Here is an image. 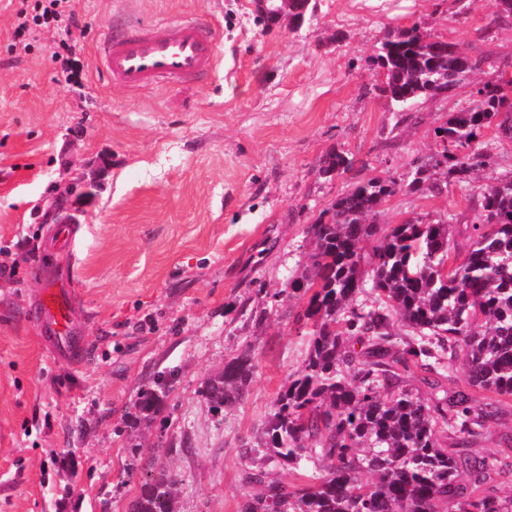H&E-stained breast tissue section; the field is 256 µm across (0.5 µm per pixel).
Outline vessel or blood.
I'll return each mask as SVG.
<instances>
[{
	"label": "vessel or blood",
	"mask_w": 512,
	"mask_h": 512,
	"mask_svg": "<svg viewBox=\"0 0 512 512\" xmlns=\"http://www.w3.org/2000/svg\"><path fill=\"white\" fill-rule=\"evenodd\" d=\"M101 52L109 82L130 91L159 83L201 84L219 62L217 31L206 19L170 21L162 33L130 19L104 38ZM36 316L58 355H82L85 340L70 319L68 288L46 282Z\"/></svg>",
	"instance_id": "vessel-or-blood-1"
}]
</instances>
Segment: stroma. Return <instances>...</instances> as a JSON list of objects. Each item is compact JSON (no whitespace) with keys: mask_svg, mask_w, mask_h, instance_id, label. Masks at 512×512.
<instances>
[{"mask_svg":"<svg viewBox=\"0 0 512 512\" xmlns=\"http://www.w3.org/2000/svg\"><path fill=\"white\" fill-rule=\"evenodd\" d=\"M301 27L267 22L255 0H71L70 31L15 39L19 0H0V512H130L148 471L177 480V512H240L254 469L295 470L251 451L271 403L308 354L287 293L312 249L308 227L338 195L380 175L403 183L475 89L512 70V18L487 0H315ZM151 23L203 16L220 62L202 85H110L96 46L112 15ZM419 26L481 65L467 84L408 112L380 96L373 57L389 32ZM77 46L79 83L51 55ZM347 170L320 176L326 154ZM73 247L52 248L48 206L70 186ZM457 185L396 192L376 218L473 223ZM68 279L90 348L62 359L31 308L36 265ZM253 348L246 398L213 410L202 382ZM160 411L136 417L158 376ZM75 456L77 470L51 455Z\"/></svg>","mask_w":512,"mask_h":512,"instance_id":"stroma-1","label":"stroma"}]
</instances>
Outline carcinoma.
Listing matches in <instances>:
<instances>
[{
	"label": "carcinoma",
	"mask_w": 512,
	"mask_h": 512,
	"mask_svg": "<svg viewBox=\"0 0 512 512\" xmlns=\"http://www.w3.org/2000/svg\"><path fill=\"white\" fill-rule=\"evenodd\" d=\"M314 8L312 0H297L289 23H301ZM374 60L383 71L377 90L401 112L466 84L473 69L461 49L416 25L388 34ZM479 91L486 110L469 104L450 117L437 150L415 163L406 185L412 193H442L433 175L443 166L477 198L464 257L446 219L406 220L384 231L370 222L398 189L379 176L343 192L308 228L310 273L289 286L309 293V351L275 397L258 446L294 469L309 458L326 467L288 486L266 480L262 470L247 473L245 482L261 491L242 512H512V497L498 488L512 479V438L493 455L474 449L484 422L512 398V179L476 195L469 189L472 169L493 161V143L481 136L498 116L497 82ZM349 164L332 152L319 174ZM372 238L376 244L363 250ZM368 283L375 294L369 303L359 300ZM397 322L406 336L395 332ZM460 359L465 380L449 391L441 378ZM255 369L251 353H240L203 383L201 394L217 409L233 407ZM418 372L430 389L426 401L408 388V376ZM476 391L485 400L478 410ZM166 394L167 384L156 379L141 392L138 411L156 412ZM175 485L165 470L146 475L131 512H176Z\"/></svg>",
	"instance_id": "carcinoma-1"
}]
</instances>
